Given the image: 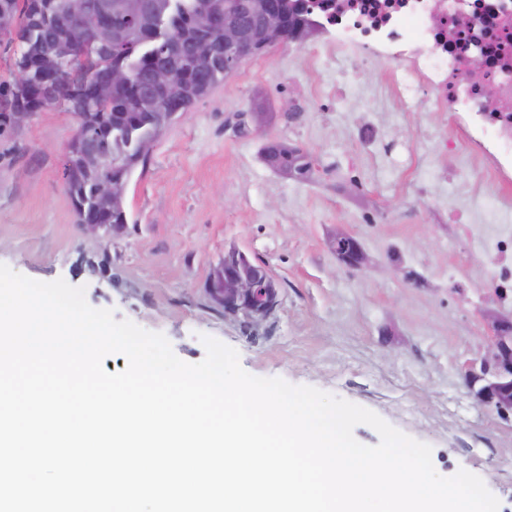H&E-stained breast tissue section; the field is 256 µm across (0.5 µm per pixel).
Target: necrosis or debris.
<instances>
[{"mask_svg":"<svg viewBox=\"0 0 512 512\" xmlns=\"http://www.w3.org/2000/svg\"><path fill=\"white\" fill-rule=\"evenodd\" d=\"M308 20L327 53L365 49L393 65L390 90L406 109L422 99L455 116L478 179L512 183V0H314ZM495 85L487 97L486 85ZM488 219L485 238L466 212L453 216L467 237L494 254L498 296H512V229Z\"/></svg>","mask_w":512,"mask_h":512,"instance_id":"4bbe7bcc","label":"necrosis or debris"}]
</instances>
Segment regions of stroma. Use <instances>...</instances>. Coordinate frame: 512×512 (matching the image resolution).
Listing matches in <instances>:
<instances>
[{"label": "stroma", "instance_id": "stroma-1", "mask_svg": "<svg viewBox=\"0 0 512 512\" xmlns=\"http://www.w3.org/2000/svg\"><path fill=\"white\" fill-rule=\"evenodd\" d=\"M323 42L276 44L179 114L127 184L125 227L105 237L80 230L65 188L75 116L33 113L0 136V263L84 287L90 306L163 334L185 362L204 359L207 335L251 375L365 407L429 445L439 475H478L499 512H512V415L481 404L465 376L490 348L493 318L512 316V298L491 286L490 252L449 220L512 202V189L475 179L464 149L446 152L453 113L395 103L388 61L339 62ZM339 81L345 95L328 97ZM364 125L376 131L366 143ZM274 141L310 154L309 181L268 165ZM339 230L362 245L363 268L331 250ZM232 247L280 288L253 336L207 292Z\"/></svg>", "mask_w": 512, "mask_h": 512}]
</instances>
